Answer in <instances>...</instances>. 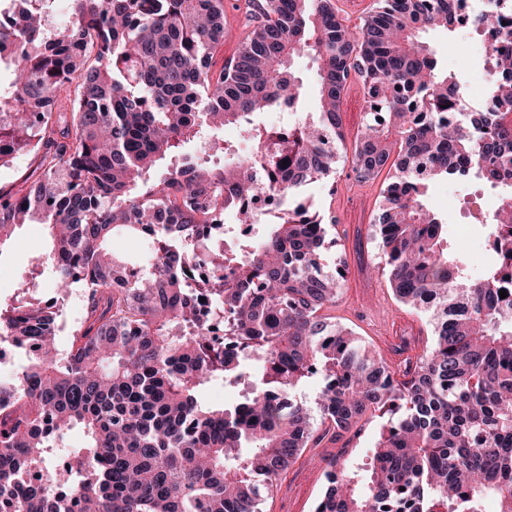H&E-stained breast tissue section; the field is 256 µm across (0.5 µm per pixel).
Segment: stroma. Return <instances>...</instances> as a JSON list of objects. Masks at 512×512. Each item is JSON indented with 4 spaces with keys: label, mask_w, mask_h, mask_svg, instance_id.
<instances>
[{
    "label": "stroma",
    "mask_w": 512,
    "mask_h": 512,
    "mask_svg": "<svg viewBox=\"0 0 512 512\" xmlns=\"http://www.w3.org/2000/svg\"><path fill=\"white\" fill-rule=\"evenodd\" d=\"M382 180L362 182L353 169L349 152H341L336 172L329 179L312 184L306 196L319 213L336 217V246L325 254L327 263L342 264L345 280L332 311L338 324L352 329L362 345L397 366L402 356L396 346L400 338L412 341L413 353H422L429 332L425 318L415 310L397 303L386 280L373 271L381 252L373 237V224L381 200ZM462 188L451 183L435 184L429 192L430 206L448 217L453 234L451 246L467 252L477 247L478 239L458 233L462 222L459 199ZM46 245L44 227L26 224L18 228L7 246L0 249V300L11 301L21 278L29 276L39 253ZM381 420L366 426L349 448L327 444L311 448L280 478L264 512H313L326 486L327 463L339 452L348 457L364 456L373 447L381 431Z\"/></svg>",
    "instance_id": "1"
}]
</instances>
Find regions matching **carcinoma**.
I'll list each match as a JSON object with an SVG mask.
<instances>
[{
    "mask_svg": "<svg viewBox=\"0 0 512 512\" xmlns=\"http://www.w3.org/2000/svg\"><path fill=\"white\" fill-rule=\"evenodd\" d=\"M478 32L512 13L489 0ZM10 0L0 11V168L36 167L0 189V246L21 224L47 226L39 264L58 293L84 288L66 349H53L56 301L0 302V340L36 355L0 388V512H261L281 474L324 439L386 418L368 461L337 457L314 512H512V52L487 60L494 110L448 120L462 80L422 34L458 28V0H381L356 37L335 0H236L246 19L222 64L224 0ZM318 63L309 104L293 67ZM370 92L352 152L357 178L395 175L381 192L375 267L394 298L426 318V350L393 369L331 321L344 273L325 263L336 219L299 200L331 177L350 74ZM307 112L279 133L261 117ZM253 142L229 154L219 132ZM287 164H282V161ZM452 182L494 196L495 256L480 276L427 203ZM260 194L287 207L259 214ZM235 249L202 245L208 231ZM148 238L156 264L120 259ZM242 347L210 338L211 316ZM322 381L314 410L289 402ZM219 380L235 398L203 402ZM83 444L46 465L65 432ZM35 166L31 156L21 155L7 167L0 168V188L8 189L20 182Z\"/></svg>",
    "mask_w": 512,
    "mask_h": 512,
    "instance_id": "carcinoma-1",
    "label": "carcinoma"
}]
</instances>
